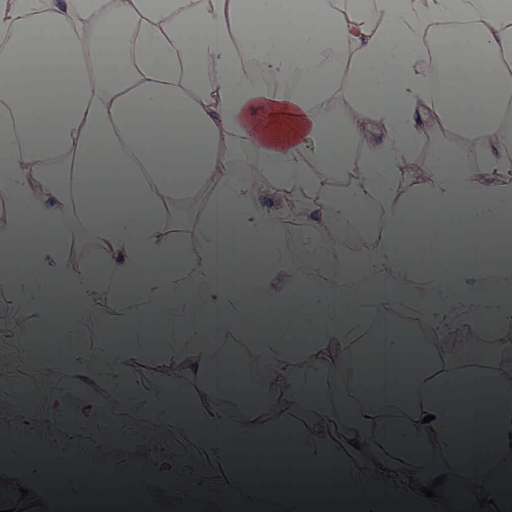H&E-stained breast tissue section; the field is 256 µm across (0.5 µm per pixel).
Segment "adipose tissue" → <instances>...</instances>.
Returning <instances> with one entry per match:
<instances>
[{"mask_svg": "<svg viewBox=\"0 0 512 512\" xmlns=\"http://www.w3.org/2000/svg\"><path fill=\"white\" fill-rule=\"evenodd\" d=\"M454 18L478 37L439 46V91L426 43ZM511 221L512 0H0V317L19 334L0 354L63 386L103 357L72 355L78 335L109 324L97 406L122 420L135 391L195 460L168 495L511 478ZM221 359L248 401L219 392ZM175 387L202 429L169 412ZM7 475L72 495L52 458Z\"/></svg>", "mask_w": 512, "mask_h": 512, "instance_id": "obj_1", "label": "adipose tissue"}]
</instances>
